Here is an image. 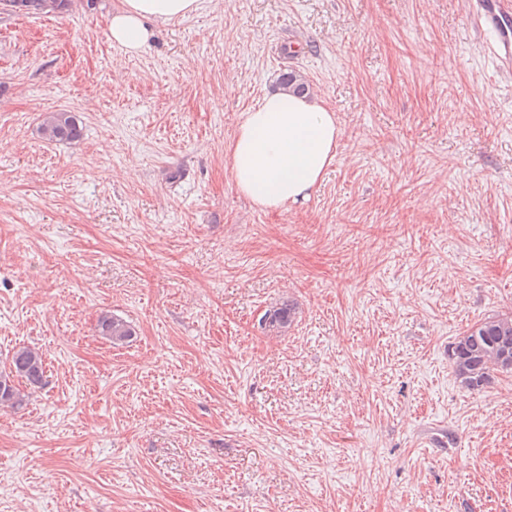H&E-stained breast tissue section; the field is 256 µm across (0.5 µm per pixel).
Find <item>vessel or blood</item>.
I'll return each mask as SVG.
<instances>
[{
  "instance_id": "obj_1",
  "label": "vessel or blood",
  "mask_w": 512,
  "mask_h": 512,
  "mask_svg": "<svg viewBox=\"0 0 512 512\" xmlns=\"http://www.w3.org/2000/svg\"><path fill=\"white\" fill-rule=\"evenodd\" d=\"M473 15L487 36L486 54L499 72L512 76V0H474Z\"/></svg>"
}]
</instances>
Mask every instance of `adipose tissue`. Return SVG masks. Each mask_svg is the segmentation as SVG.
I'll return each instance as SVG.
<instances>
[{"label": "adipose tissue", "instance_id": "1", "mask_svg": "<svg viewBox=\"0 0 512 512\" xmlns=\"http://www.w3.org/2000/svg\"><path fill=\"white\" fill-rule=\"evenodd\" d=\"M199 0H119L107 36L138 54L153 25L192 15ZM342 130L336 114L312 94L277 91L241 114L226 148L236 191L255 206L275 211L310 196L336 157Z\"/></svg>", "mask_w": 512, "mask_h": 512}]
</instances>
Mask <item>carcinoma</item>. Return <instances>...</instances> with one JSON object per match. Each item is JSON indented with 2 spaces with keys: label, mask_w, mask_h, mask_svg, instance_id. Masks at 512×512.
I'll return each instance as SVG.
<instances>
[{
  "label": "carcinoma",
  "mask_w": 512,
  "mask_h": 512,
  "mask_svg": "<svg viewBox=\"0 0 512 512\" xmlns=\"http://www.w3.org/2000/svg\"><path fill=\"white\" fill-rule=\"evenodd\" d=\"M0 5L16 15L58 14L69 6V0H0ZM282 88L295 93L311 92L313 87L298 72H284L280 78ZM40 138L47 142L71 143L83 136V126L72 112H48L39 126ZM294 309L289 304L267 310L259 320L265 331L281 330L293 320ZM101 336L114 346L128 344L136 336L135 328L125 319L104 313L98 320ZM508 337L509 355L512 356V312L488 316L473 324L463 336L451 344L454 351L452 367L461 384L479 390L491 382L497 371L494 358L504 347L500 337ZM45 360L36 347L20 346L7 359V366L0 370V406L14 408L24 400L20 385L32 388L43 384Z\"/></svg>",
  "instance_id": "obj_1"
}]
</instances>
